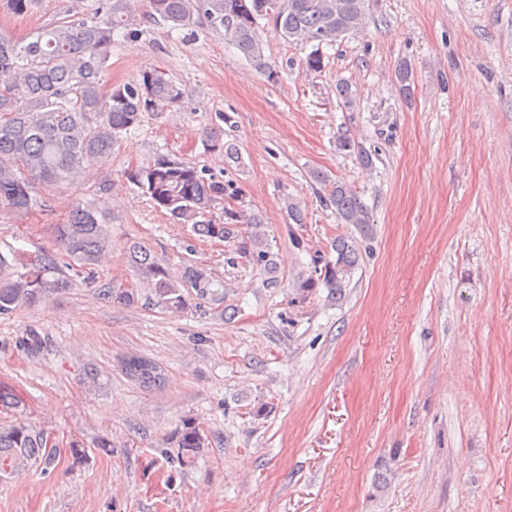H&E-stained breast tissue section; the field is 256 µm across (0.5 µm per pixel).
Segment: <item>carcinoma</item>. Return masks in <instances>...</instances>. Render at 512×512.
Returning <instances> with one entry per match:
<instances>
[{"mask_svg": "<svg viewBox=\"0 0 512 512\" xmlns=\"http://www.w3.org/2000/svg\"><path fill=\"white\" fill-rule=\"evenodd\" d=\"M370 0H149L153 19L175 29L203 22L224 35L258 68L264 61L259 21L264 20L281 38L294 43L334 44L356 29L369 10ZM130 11L109 0H99L93 15L73 14L21 43L0 34V208L25 214L33 205L32 184L67 181L112 156L121 135L140 124L148 112L162 113L178 107L181 88L166 74L152 70L135 79L103 90L113 36L136 35ZM219 123L204 137L212 149L236 161V147L223 142ZM118 178L137 186L154 206L177 224H189L195 235L233 246L236 257L256 263L272 275L276 262L264 224L255 215L231 206L241 191L195 163L158 156L154 161L129 166ZM323 201L344 224H370L371 213L348 186L329 184ZM224 221L209 219L216 207ZM54 250L34 256L0 254V315L50 298L80 278L106 302L133 304L138 294L121 289L99 273L109 250L110 237L97 218V210L80 203L72 206L62 224L53 225ZM336 258L325 260L318 278H307L303 288L322 283L341 298L358 263L359 252L345 240L334 244ZM128 262L151 285L153 298L168 309L188 305L185 290L192 288L205 305L224 303V293L211 289L212 279L199 266L187 265L180 278H172L155 262L149 247L131 241ZM26 268L12 271L14 265ZM126 375L151 391L165 384V374L154 362L139 356L124 359ZM177 462L189 464L205 439L199 429L185 423L176 437ZM61 449L43 430L23 421L0 427V476L33 467L43 472L56 466Z\"/></svg>", "mask_w": 512, "mask_h": 512, "instance_id": "cac0c4a2", "label": "carcinoma"}]
</instances>
